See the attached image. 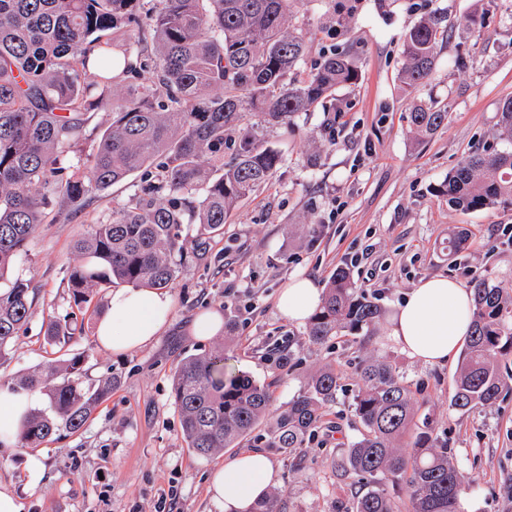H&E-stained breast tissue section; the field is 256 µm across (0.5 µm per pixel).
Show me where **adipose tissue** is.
<instances>
[{"label": "adipose tissue", "instance_id": "1", "mask_svg": "<svg viewBox=\"0 0 512 512\" xmlns=\"http://www.w3.org/2000/svg\"><path fill=\"white\" fill-rule=\"evenodd\" d=\"M323 289L309 276L289 278L276 304L288 320L306 321L320 306ZM174 300L151 288H119L108 299L107 311L95 329L97 344L115 354L144 347L170 325ZM473 320L472 292L459 280L433 274L419 280L399 303L386 330L411 357L425 363L454 362ZM43 402L41 392L0 389V446L14 447L24 420ZM277 474L265 453L248 450L215 470L207 493L224 512H251L275 484Z\"/></svg>", "mask_w": 512, "mask_h": 512}]
</instances>
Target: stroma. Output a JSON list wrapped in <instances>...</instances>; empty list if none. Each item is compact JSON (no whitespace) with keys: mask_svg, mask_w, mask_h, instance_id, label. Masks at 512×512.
I'll return each mask as SVG.
<instances>
[{"mask_svg":"<svg viewBox=\"0 0 512 512\" xmlns=\"http://www.w3.org/2000/svg\"><path fill=\"white\" fill-rule=\"evenodd\" d=\"M427 2L453 22L474 0H394L385 12L375 0H362L349 33L360 56L358 81L295 119L292 132L264 129V140L282 151L285 162L228 214L222 231L201 239L194 225L184 228L185 260L169 289L174 315L152 344L120 355L98 346L95 328L107 309L106 287L94 290L68 344L51 346L44 339L49 321L64 320L75 309L64 281L76 260L75 241L114 206L134 203L143 186L140 173L101 192L68 221L38 226L12 269L31 279L35 297L27 325L0 362V383L77 352L85 355L86 383L109 374L119 382L79 434L33 450H0V484L15 490L20 512H221L206 493L209 475L256 442L196 456L171 398L177 363L216 348L236 370L271 384L269 428L315 371L333 367L349 375L365 356L391 360L417 391L419 418L455 450L465 512H512V394L486 409L452 413L456 365L418 361L382 331L366 345L351 336L313 344L304 325L288 321L276 306L290 276L301 272L324 286L340 266L349 267L359 290L388 314L432 274L466 283L486 276L512 289V210L464 212L435 193L462 155L490 141L499 104L512 98V25L495 15L481 32H455L439 45L431 78L410 90L399 79L402 44ZM461 53L471 57L464 69L454 64ZM429 99L449 103L448 123L420 143L405 114L412 101ZM314 146L322 153L312 166L306 154ZM456 227L471 237L467 250L453 258L448 233ZM211 310L224 318L222 333L191 337L189 323ZM285 342L297 360L286 373L274 355ZM328 424L297 459L278 448L266 451L285 512H343L356 491L335 467L356 435L346 401L332 408ZM33 454L44 470L29 485L24 468Z\"/></svg>","mask_w":512,"mask_h":512,"instance_id":"35a3bbf8","label":"stroma"}]
</instances>
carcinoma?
Segmentation results:
<instances>
[{
    "label": "carcinoma",
    "instance_id": "cac0c4a2",
    "mask_svg": "<svg viewBox=\"0 0 512 512\" xmlns=\"http://www.w3.org/2000/svg\"><path fill=\"white\" fill-rule=\"evenodd\" d=\"M304 2L0 0V361L34 301L31 280L9 274L47 216L65 221L97 192L158 169L135 205L112 208L76 240L78 261L67 287L79 310L102 285L167 289L182 264L183 225H196L200 235L219 230L228 212L282 164L260 127H287L358 81L346 36L359 0H323V27L336 43L301 73L308 44L290 20ZM478 2L459 21L464 28L479 32L497 12L512 24V0ZM452 31L439 8L408 31L400 69L406 87L430 78L439 43ZM99 112L112 121L95 139L89 126ZM245 112L257 122L239 127L226 163L228 131ZM406 121L414 138L425 140L448 123V106L414 102ZM436 193L457 210L512 208V99L499 106L492 142L460 157ZM467 244V229H454L448 255ZM473 299V331L449 403L462 414L493 406L512 382L500 369L512 356V293L484 277L474 281ZM381 318V307L359 291L349 268L338 267L305 336L313 344L356 336L362 344ZM71 335L67 321L53 320L45 332L49 344ZM84 360L76 353L61 365L40 364L7 384L49 398L50 412L34 413L24 425L21 446L79 433L112 393V375L95 387L83 384ZM227 361L216 348L182 359L173 373L182 434L199 457L238 446L273 407L270 385L227 368ZM354 375L349 408L358 435L336 461L337 474L360 484L346 512H399L391 487L403 479L411 488L410 512H462L454 449L428 422L417 423L411 383L376 357L360 360ZM345 391L336 369L312 374L263 447L300 455Z\"/></svg>",
    "mask_w": 512,
    "mask_h": 512
}]
</instances>
